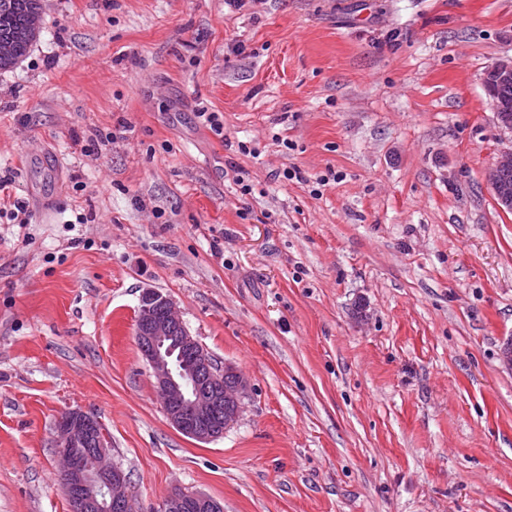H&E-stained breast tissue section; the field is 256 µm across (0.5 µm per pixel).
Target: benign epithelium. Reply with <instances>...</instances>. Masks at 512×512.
<instances>
[{
    "label": "benign epithelium",
    "mask_w": 512,
    "mask_h": 512,
    "mask_svg": "<svg viewBox=\"0 0 512 512\" xmlns=\"http://www.w3.org/2000/svg\"><path fill=\"white\" fill-rule=\"evenodd\" d=\"M512 82V60L492 65L484 80ZM512 165V149L502 152L486 173V181L501 206L512 207V197L499 189V170ZM135 339L148 361L162 409L172 426L198 441H210L224 434L243 416L249 381L235 366L217 363L190 335L176 305L162 294L148 290L141 298L135 326ZM176 341L194 353V383L187 391L175 376L166 347ZM92 415L71 410L56 422L54 448L63 462L67 488L73 492L72 512H108L132 507L129 478L108 457V446L79 457L73 448L86 437ZM157 512H223L222 506L203 494L173 491Z\"/></svg>",
    "instance_id": "7a95c632"
}]
</instances>
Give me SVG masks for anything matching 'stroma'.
Wrapping results in <instances>:
<instances>
[{"label":"stroma","instance_id":"stroma-1","mask_svg":"<svg viewBox=\"0 0 512 512\" xmlns=\"http://www.w3.org/2000/svg\"><path fill=\"white\" fill-rule=\"evenodd\" d=\"M41 2L0 70V175L33 214L0 219V512H71L73 409L135 512L176 488L224 512H512V210L485 180L512 133L484 85L512 0ZM149 289L250 382L218 438L156 397Z\"/></svg>","mask_w":512,"mask_h":512}]
</instances>
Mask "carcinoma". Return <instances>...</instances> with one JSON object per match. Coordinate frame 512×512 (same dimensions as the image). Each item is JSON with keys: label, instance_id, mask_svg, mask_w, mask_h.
I'll use <instances>...</instances> for the list:
<instances>
[{"label": "carcinoma", "instance_id": "1", "mask_svg": "<svg viewBox=\"0 0 512 512\" xmlns=\"http://www.w3.org/2000/svg\"><path fill=\"white\" fill-rule=\"evenodd\" d=\"M41 0H0V70L17 65L39 33ZM504 116L512 119V83L491 86Z\"/></svg>", "mask_w": 512, "mask_h": 512}]
</instances>
